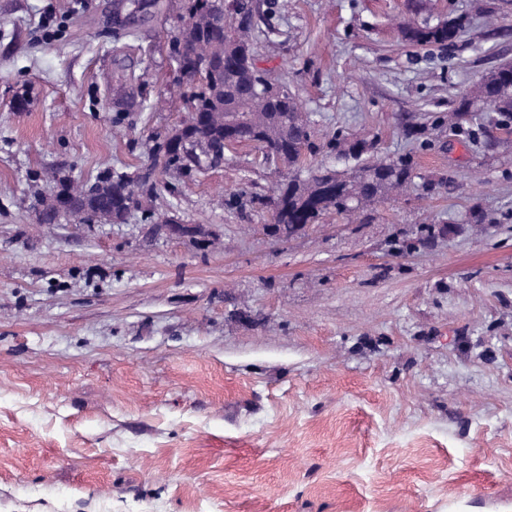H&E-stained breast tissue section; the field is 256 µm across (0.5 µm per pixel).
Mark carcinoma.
<instances>
[{"label": "carcinoma", "mask_w": 512, "mask_h": 512, "mask_svg": "<svg viewBox=\"0 0 512 512\" xmlns=\"http://www.w3.org/2000/svg\"><path fill=\"white\" fill-rule=\"evenodd\" d=\"M185 13L193 19L171 39L169 50L186 77L191 113L186 122L184 139L191 145L171 149V136L158 138L135 178L105 170L74 193L61 183L58 195L43 191L34 195L37 219L44 224L57 221L61 206L80 220L93 222L106 214L112 223L124 222L138 203V196L153 197L167 184L158 175L167 170L182 174L197 172L211 165L224 146V132L235 125L233 140L248 142L281 158L288 166V180L280 184L270 200L271 222L266 233L287 240L318 223L326 213L347 214L362 210L376 199L398 192L412 181L413 164L407 156L392 161L364 157L368 145L356 140L342 155L356 162L357 169L348 173L317 169L302 179L294 173L304 153L312 149L309 120L288 88L272 82L255 64L254 36L259 23L266 21L259 0H234L231 14L224 15L218 0H185ZM458 19L435 25L408 26L406 40L419 45L451 44L460 30ZM208 62L209 71L197 70L200 60ZM512 120V66L500 65L482 76L474 92L461 98L454 109V126L474 138L478 134L474 120L477 105ZM458 224L429 227L425 237L406 243L396 240L392 251L400 255L435 237L456 232Z\"/></svg>", "instance_id": "1"}]
</instances>
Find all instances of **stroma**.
Returning a JSON list of instances; mask_svg holds the SVG:
<instances>
[{
  "mask_svg": "<svg viewBox=\"0 0 512 512\" xmlns=\"http://www.w3.org/2000/svg\"><path fill=\"white\" fill-rule=\"evenodd\" d=\"M262 3L257 65L311 120L301 174L343 168L338 135L414 162L286 241L250 143L124 223H39L36 190L133 174L188 118L184 0H0V512H512V134L448 120L512 63V0ZM455 17L453 45L402 36ZM428 224L462 230L391 254Z\"/></svg>",
  "mask_w": 512,
  "mask_h": 512,
  "instance_id": "obj_1",
  "label": "stroma"
}]
</instances>
